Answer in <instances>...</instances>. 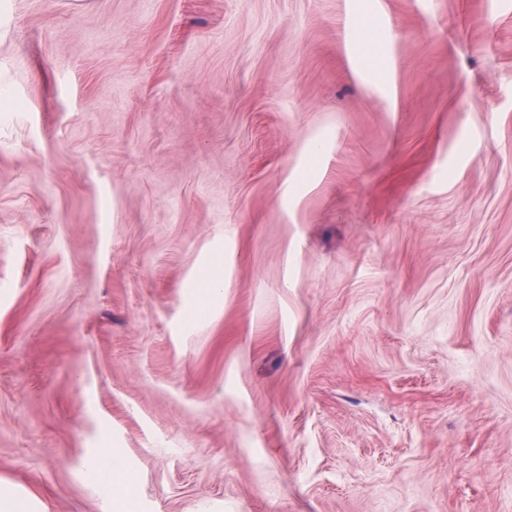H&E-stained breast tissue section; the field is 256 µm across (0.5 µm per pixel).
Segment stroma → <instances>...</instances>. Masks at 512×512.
<instances>
[{
    "label": "stroma",
    "mask_w": 512,
    "mask_h": 512,
    "mask_svg": "<svg viewBox=\"0 0 512 512\" xmlns=\"http://www.w3.org/2000/svg\"><path fill=\"white\" fill-rule=\"evenodd\" d=\"M114 459L512 512V0H0V485L114 512Z\"/></svg>",
    "instance_id": "35a3bbf8"
}]
</instances>
